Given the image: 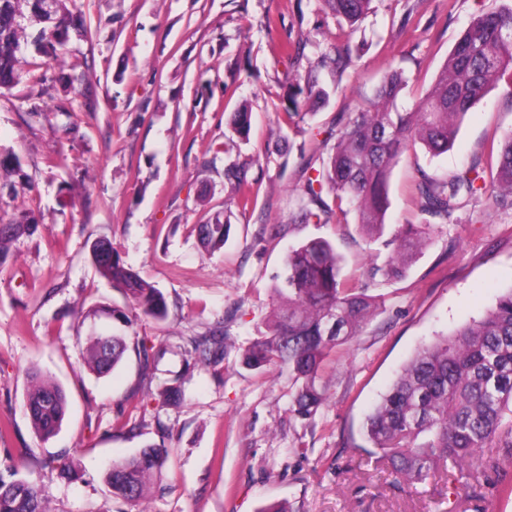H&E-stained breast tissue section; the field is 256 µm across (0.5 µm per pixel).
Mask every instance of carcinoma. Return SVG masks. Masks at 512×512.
I'll return each instance as SVG.
<instances>
[{
    "instance_id": "1",
    "label": "carcinoma",
    "mask_w": 512,
    "mask_h": 512,
    "mask_svg": "<svg viewBox=\"0 0 512 512\" xmlns=\"http://www.w3.org/2000/svg\"><path fill=\"white\" fill-rule=\"evenodd\" d=\"M28 4L31 18L41 24L31 41L35 50L49 54L65 43L70 33L82 37L85 29L73 13L76 0H56L53 15L41 17V0H0V88L18 83L21 52L20 2ZM336 16L354 26L370 11L372 0H325ZM512 74V0L473 18L448 54L440 72L412 112H400L397 99L405 79L392 69L377 87L369 106L350 115L336 131L325 166L308 180L301 202L303 221L341 223L347 209L354 210L357 224L381 235L391 207L390 176L401 153L417 144L432 155L452 146L466 114L500 82ZM329 98L319 74L311 72L304 85L289 96L288 119L304 118L302 109ZM232 130L245 138L250 112L242 107L230 119ZM497 181L492 192L512 194V133L496 147ZM224 177L234 183L242 204L249 202L250 181L245 165L229 164ZM472 166L462 176L434 179L422 175L420 209L446 222L461 208L464 195H474L486 185ZM327 183L334 192L336 209L324 203L314 184ZM35 218L21 213L0 224V258L10 244L34 231ZM230 221L219 219L198 225L202 247H224ZM426 243L420 224H398L386 246L390 252L373 264L363 281L343 277L341 255L332 242L310 238L289 250L283 274L274 286L281 305L266 331L245 350L242 362L259 369L267 366L288 370L296 384L289 411L306 419L324 400L318 383L330 352L355 335L374 307L369 294L377 280L404 276L409 263ZM97 272L123 292L135 306V315L162 321L167 316L163 293L112 255L110 243L92 247ZM119 327L86 337L87 364L103 377L113 372L127 352L125 329L134 324L128 314L107 312ZM195 350L207 360L224 358V334L214 333L196 343ZM25 409L37 434L44 440L59 430L66 413V397L56 384L37 372L28 373ZM363 439L373 448L375 464H386L394 482L414 487L437 480L454 470L466 476L465 487L481 484L482 470L493 467L483 458L485 449L512 458V288L497 297L484 317L435 343L424 346L397 375L392 385L363 423ZM168 458L165 448L148 445L137 455L115 462L105 483L115 497L141 500ZM60 480L70 481L75 472L70 460L47 464ZM42 484L21 478L9 467L0 472V512H48Z\"/></svg>"
}]
</instances>
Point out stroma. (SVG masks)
Returning <instances> with one entry per match:
<instances>
[{"mask_svg":"<svg viewBox=\"0 0 512 512\" xmlns=\"http://www.w3.org/2000/svg\"><path fill=\"white\" fill-rule=\"evenodd\" d=\"M493 0H373L349 25L322 0H77L86 33L50 57L25 47L22 77L0 90V217L34 215L0 262V471L41 480L52 512H512L488 471L477 496L455 476L420 493L393 488L385 467L358 450L365 414L417 349L480 319L512 288V199L482 192L449 222L422 214L421 174L449 177L486 161L491 140L512 131V87L500 83L469 112L441 156L406 150L391 175L389 223L420 224L430 240L403 278L379 283V304L320 376L325 400L312 418L293 416L288 372L242 366V351L277 306L273 277L289 249L330 239L350 280L364 278L382 241L347 215L342 224H306L299 198L326 161V138L364 108L387 69L408 84L411 111L476 15ZM301 45L298 60L284 43ZM350 55L341 70L322 53ZM319 69L326 104L303 120L284 115L291 86ZM248 139L226 124L240 104ZM250 169L252 202L240 206L225 165ZM227 214L221 250L202 248L196 227ZM107 238L122 263L159 288L168 314L141 317L128 351L106 377L85 364V338L111 330L102 306L132 303L96 270L92 245ZM224 332V358L207 362L192 341ZM65 392L56 436L39 438L23 400L29 370ZM179 385L178 406L162 392ZM148 444L169 448L144 499L113 498L104 474ZM66 455L77 479L62 482L45 461Z\"/></svg>","mask_w":512,"mask_h":512,"instance_id":"obj_1","label":"stroma"}]
</instances>
